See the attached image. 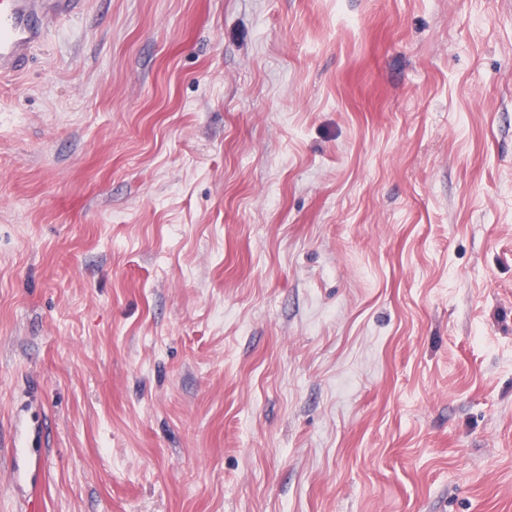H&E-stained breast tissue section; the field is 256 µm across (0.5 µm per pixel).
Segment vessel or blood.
<instances>
[{
    "label": "vessel or blood",
    "instance_id": "1",
    "mask_svg": "<svg viewBox=\"0 0 512 512\" xmlns=\"http://www.w3.org/2000/svg\"><path fill=\"white\" fill-rule=\"evenodd\" d=\"M83 0H0V78L21 75L46 28Z\"/></svg>",
    "mask_w": 512,
    "mask_h": 512
}]
</instances>
